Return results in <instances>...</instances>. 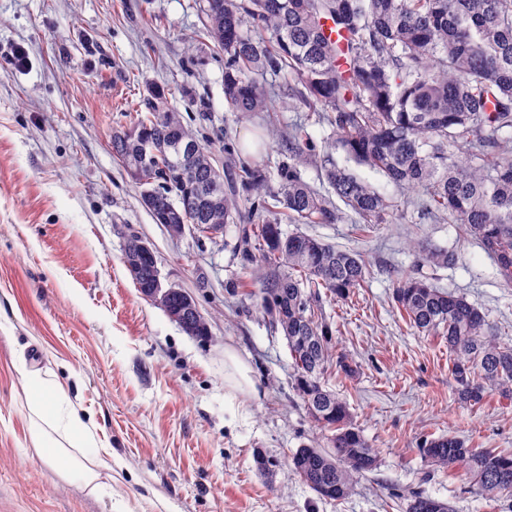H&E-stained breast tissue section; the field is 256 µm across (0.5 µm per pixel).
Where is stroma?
I'll return each mask as SVG.
<instances>
[{
  "label": "stroma",
  "mask_w": 512,
  "mask_h": 512,
  "mask_svg": "<svg viewBox=\"0 0 512 512\" xmlns=\"http://www.w3.org/2000/svg\"><path fill=\"white\" fill-rule=\"evenodd\" d=\"M201 0H0V512H405L418 488L456 512H512L474 490L463 469L432 465L423 437L450 433L471 448L512 454V398L461 402L448 345L419 333L391 298L414 272L466 296L512 342V287L463 225L413 207L419 190L358 175L395 209L356 232L354 213L304 233L362 252L365 288L325 301L338 352L355 370L325 385L346 400L378 451V468L342 501L319 499L288 458L322 433L296 395L282 331L256 308L239 249L242 217L223 235H172L140 203L141 188L112 156L151 89L212 152L242 212L278 191L291 164L288 137L304 125L317 154L345 165L331 128L300 104V85L264 73L268 111H232L223 51L205 29ZM23 46L25 66L12 60ZM264 190L244 188L242 167ZM153 248L163 285L190 292L208 334L185 333L135 287L124 263L130 236ZM450 248L453 267L419 260L418 244ZM250 369L252 393L229 390L224 353ZM56 379L112 454L92 494L65 481L34 448L23 378ZM278 462L261 473L257 455Z\"/></svg>",
  "instance_id": "1"
}]
</instances>
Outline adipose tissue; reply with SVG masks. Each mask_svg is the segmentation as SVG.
I'll use <instances>...</instances> for the list:
<instances>
[{
    "label": "adipose tissue",
    "instance_id": "adipose-tissue-1",
    "mask_svg": "<svg viewBox=\"0 0 512 512\" xmlns=\"http://www.w3.org/2000/svg\"><path fill=\"white\" fill-rule=\"evenodd\" d=\"M25 390L33 419V441L40 456L51 463H63L65 480L98 491L103 473L111 472L112 456L102 453L93 441L90 428L65 406L59 387L40 374H28ZM78 449L72 457L70 449Z\"/></svg>",
    "mask_w": 512,
    "mask_h": 512
}]
</instances>
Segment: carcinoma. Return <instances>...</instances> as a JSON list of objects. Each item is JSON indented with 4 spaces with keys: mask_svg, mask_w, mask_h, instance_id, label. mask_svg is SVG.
Masks as SVG:
<instances>
[{
    "mask_svg": "<svg viewBox=\"0 0 512 512\" xmlns=\"http://www.w3.org/2000/svg\"><path fill=\"white\" fill-rule=\"evenodd\" d=\"M202 13L224 51V95L234 111L267 109L258 73L297 78L299 102L331 126L350 159L398 187L422 189V210L464 225L512 286V0H204ZM145 108L146 117L112 138L113 157L143 186V207L157 224H198L201 233L207 224L227 226L232 203L207 149L160 94ZM180 145L193 151L182 160L165 158ZM290 153L296 163L241 247L249 258L259 253V309L283 331L297 395L326 432L325 444L297 449L290 465L319 498L342 501L378 459L346 403L326 389L328 371L346 373L350 365L336 353L323 298L311 286L345 299L365 283L368 262L356 251L282 230L284 219L334 224L342 215L297 171L312 158L304 128L296 130ZM322 169L361 223L388 222L391 202L352 170L328 158ZM141 243L133 237L124 248L139 257L129 274L140 291L154 287L158 273L157 261L140 255ZM418 254L435 267L458 260L453 250L423 244ZM393 299L415 328L448 342L462 400L477 404L492 390L512 397V344L465 296L405 273ZM161 309L191 335H207L196 303L174 293ZM418 448L435 465L462 466L479 493L512 501V454L468 448L451 434L425 438ZM406 512L452 509L411 491Z\"/></svg>",
    "mask_w": 512,
    "mask_h": 512,
    "instance_id": "carcinoma-1",
    "label": "carcinoma"
}]
</instances>
